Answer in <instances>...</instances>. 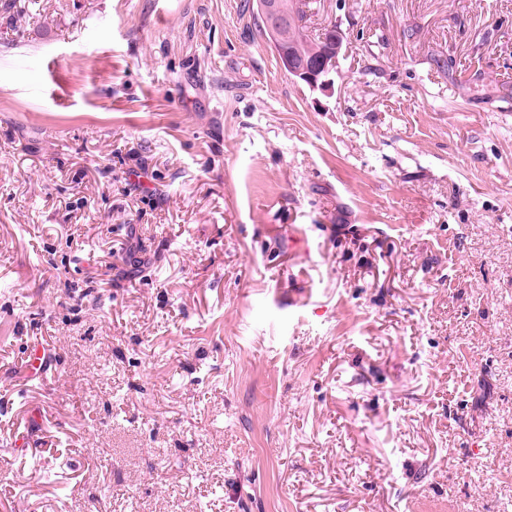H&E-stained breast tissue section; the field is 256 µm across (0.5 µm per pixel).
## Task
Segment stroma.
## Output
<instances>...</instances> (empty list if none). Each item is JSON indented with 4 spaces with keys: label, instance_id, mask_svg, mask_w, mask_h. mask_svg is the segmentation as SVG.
Instances as JSON below:
<instances>
[{
    "label": "stroma",
    "instance_id": "35a3bbf8",
    "mask_svg": "<svg viewBox=\"0 0 512 512\" xmlns=\"http://www.w3.org/2000/svg\"><path fill=\"white\" fill-rule=\"evenodd\" d=\"M254 4L0 0V512H512V0ZM262 24L266 28V36L274 47L281 70L293 80L305 83L311 90L320 91L326 96L334 92V80L329 77L332 71L336 74L340 70L339 56L342 52L344 35L336 33L333 38L334 45L327 49L322 58L306 60L293 48L286 49L284 40L290 23V17L283 7L282 0H257ZM293 19L288 30V43L294 45L310 59H317L327 48L330 34L321 33L315 37L306 34L302 24L304 15L294 0H284Z\"/></svg>",
    "mask_w": 512,
    "mask_h": 512
}]
</instances>
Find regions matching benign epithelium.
<instances>
[{"label": "benign epithelium", "instance_id": "benign-epithelium-1", "mask_svg": "<svg viewBox=\"0 0 512 512\" xmlns=\"http://www.w3.org/2000/svg\"><path fill=\"white\" fill-rule=\"evenodd\" d=\"M266 36L274 47L281 70L293 80L305 83L311 90L326 96L334 92V80L329 77L340 70L339 56L343 48V33H336L334 45L327 49L322 58L306 60L292 48L284 45L290 17L283 7L282 0H257Z\"/></svg>", "mask_w": 512, "mask_h": 512}]
</instances>
